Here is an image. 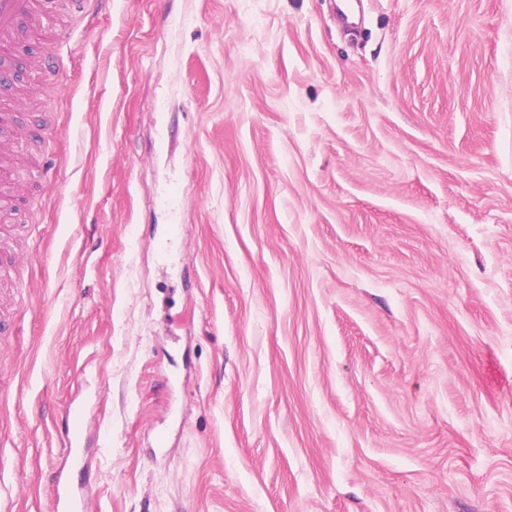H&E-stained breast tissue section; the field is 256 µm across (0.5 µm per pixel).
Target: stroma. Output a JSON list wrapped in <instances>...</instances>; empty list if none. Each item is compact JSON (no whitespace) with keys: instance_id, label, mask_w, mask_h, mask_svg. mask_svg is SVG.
Returning <instances> with one entry per match:
<instances>
[{"instance_id":"obj_1","label":"stroma","mask_w":512,"mask_h":512,"mask_svg":"<svg viewBox=\"0 0 512 512\" xmlns=\"http://www.w3.org/2000/svg\"><path fill=\"white\" fill-rule=\"evenodd\" d=\"M334 6L96 0L22 73L7 512L73 401L91 512H512V0Z\"/></svg>"}]
</instances>
